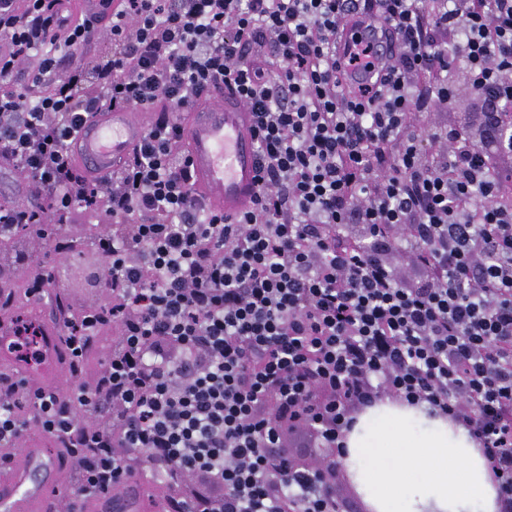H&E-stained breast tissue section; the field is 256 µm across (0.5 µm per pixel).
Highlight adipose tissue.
<instances>
[{
  "label": "adipose tissue",
  "mask_w": 512,
  "mask_h": 512,
  "mask_svg": "<svg viewBox=\"0 0 512 512\" xmlns=\"http://www.w3.org/2000/svg\"><path fill=\"white\" fill-rule=\"evenodd\" d=\"M342 462L369 512H499L487 459L469 431L426 405L361 411Z\"/></svg>",
  "instance_id": "ef3b65f1"
}]
</instances>
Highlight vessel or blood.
<instances>
[{
    "label": "vessel or blood",
    "instance_id": "vessel-or-blood-1",
    "mask_svg": "<svg viewBox=\"0 0 512 512\" xmlns=\"http://www.w3.org/2000/svg\"><path fill=\"white\" fill-rule=\"evenodd\" d=\"M371 43L378 69L357 75L360 84L371 86L386 75L385 65L394 51L393 37L378 25L350 22L336 41V64L348 63L356 39ZM181 136L195 188L209 208L233 221L255 206L261 178L254 118L236 92L217 84L204 91L188 112L180 116ZM145 124L126 109H103L89 119L73 139L78 168L89 176H103L119 168L142 139ZM41 340L53 349L62 332L58 318L38 316ZM58 448H22L7 471L0 472V512H39L45 504L63 496L66 489L58 467ZM130 477L124 491L105 493L84 502L85 512H134L128 489L139 486Z\"/></svg>",
    "mask_w": 512,
    "mask_h": 512
}]
</instances>
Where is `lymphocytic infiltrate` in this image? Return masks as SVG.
<instances>
[{"instance_id":"obj_1","label":"lymphocytic infiltrate","mask_w":512,"mask_h":512,"mask_svg":"<svg viewBox=\"0 0 512 512\" xmlns=\"http://www.w3.org/2000/svg\"><path fill=\"white\" fill-rule=\"evenodd\" d=\"M61 2L0 0V156L52 199L47 212L0 206V239L31 224L59 255L73 207L104 211L108 300L65 327L69 395L0 378L14 397L0 447L34 409L78 462L63 512L137 461L195 478L165 512H336L320 469L291 464L283 428L339 449L364 407L425 403L469 430L512 512V165L498 163L512 156V0H116L111 57L68 68L96 30ZM364 12L399 46L356 101L334 37ZM459 67L476 140L417 122L455 103ZM216 83L250 108L263 171L232 224L178 147L177 113ZM105 106L157 117L120 173L90 180L68 146ZM109 325L112 356L86 386ZM116 336V329L112 326L103 330L99 336L97 346L86 355L83 379L88 385H93L102 373L107 360L112 355V347Z\"/></svg>"}]
</instances>
